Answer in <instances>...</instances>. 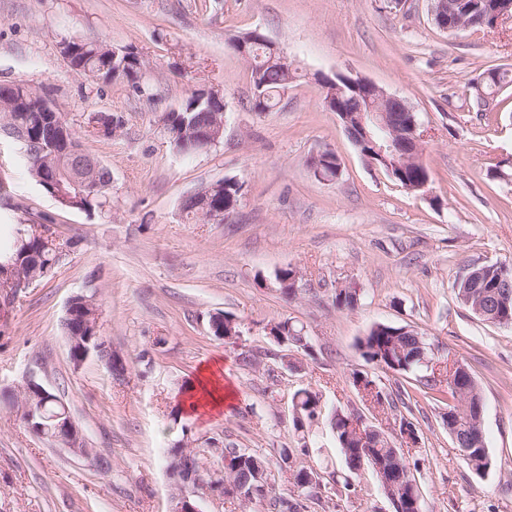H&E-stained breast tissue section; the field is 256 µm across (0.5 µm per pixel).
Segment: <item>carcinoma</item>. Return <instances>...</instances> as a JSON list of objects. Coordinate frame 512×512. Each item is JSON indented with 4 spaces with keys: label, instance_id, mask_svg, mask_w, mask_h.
Listing matches in <instances>:
<instances>
[{
    "label": "carcinoma",
    "instance_id": "1",
    "mask_svg": "<svg viewBox=\"0 0 512 512\" xmlns=\"http://www.w3.org/2000/svg\"><path fill=\"white\" fill-rule=\"evenodd\" d=\"M231 48L245 61L251 70L253 82L252 107L256 112H269L278 104L280 92L285 90L293 78L290 64L272 59V50L264 34L253 31L231 42ZM63 54L68 59L73 69L78 73L89 75L105 81L126 82L141 93L144 91L142 77L146 68V60L140 52L133 48L127 49L125 56L112 61V54L103 53L90 42H63ZM8 93L12 99L19 101V104L11 107L7 112L0 111V121L6 120L26 130L30 142L25 144L28 160L31 169L43 190L53 195L55 193H76V190L66 181L59 178L62 169L73 167L67 157L49 156L41 151L39 143L45 126L42 125L43 113L35 112L22 103L23 93L21 87L7 90L0 88V93ZM216 103L208 100H200L196 96L189 97L182 106L165 115L164 127L170 135L175 148L188 155L198 153L201 147L190 134V127L184 126L183 119L190 117L202 126H208L213 121V108ZM311 166L316 176L322 179H333L337 176L339 165L336 163V156L332 153L317 155L311 159ZM426 178L425 168L420 164H411L394 177L402 187L418 184ZM242 186L233 178L224 179V196L220 201L224 202V208L234 211L239 198ZM107 203L106 191L87 189L84 197L80 198L78 209L90 211L102 209ZM44 233H36L31 230L24 237L20 238L10 253L0 258L1 262L13 260L22 268L25 277L40 280L60 265L66 256L67 248L71 242L61 243L57 239L49 240L44 234L50 232L48 225H43ZM492 306L499 308V311H507L512 314V298L498 299L495 297L494 289L482 288L471 297L468 304L469 309L476 306ZM270 334L285 338L292 345L303 350L309 349L308 336L303 329L289 325L286 321L275 323ZM429 350L430 343L425 337L411 330L403 332V327L388 324H376L371 327L367 335L360 341L362 355L368 362L375 358L382 359L390 356L398 361L401 374H413L427 370V366L414 359V351L418 347ZM470 387L465 390L458 388V385L448 384L442 389L431 384V379H426L424 387L436 390L448 397V416H450L462 429L464 439L463 459L470 470L478 477L484 476L491 466V459L487 453L483 437V418L473 410L465 409L469 401L476 402L482 399L480 389L475 380H469ZM297 400L299 416L293 417L295 431L306 435L311 426L313 418L322 415L319 404V397L306 390L301 389L293 395ZM350 415H336V431L334 434L341 446L345 462L349 470L360 467L358 449L355 448L357 441L354 439V430L349 426ZM374 460L382 464L388 478L394 486V496L403 512H422V508L414 509L412 505L420 500V491L415 482L408 462L395 448L391 442L383 437L378 442V447L369 449ZM188 465L190 469L199 473L207 481L222 483L226 480L233 481L241 488V493L246 500L254 498L268 499V512H299L307 508V505L297 501L292 502L286 498L271 496V471L267 467L266 460L256 454L237 447L233 443H226L224 447L207 446L205 448L192 447L188 449ZM313 474L311 468H298L291 470L290 479L292 483L301 489L305 498L316 496V489L319 484L310 481Z\"/></svg>",
    "mask_w": 512,
    "mask_h": 512
}]
</instances>
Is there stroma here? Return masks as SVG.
<instances>
[{
    "instance_id": "1",
    "label": "stroma",
    "mask_w": 512,
    "mask_h": 512,
    "mask_svg": "<svg viewBox=\"0 0 512 512\" xmlns=\"http://www.w3.org/2000/svg\"><path fill=\"white\" fill-rule=\"evenodd\" d=\"M255 30L297 72L271 112L252 110L250 72L230 47ZM72 39L137 49L143 92L71 70L60 45ZM496 67L512 69V19L451 35L434 24L430 0H0V85L48 99L112 174L106 207L63 208L22 142L0 134V252L47 220L73 243L52 273L0 297V512H171L169 451L188 437L264 456L282 497L296 494L290 465L319 469L308 512H394L371 467L348 470L330 427L336 413L362 416L397 446L401 420L413 422L419 443L404 456L423 512H512V325L483 321L457 297L473 266L512 268V180L497 176L512 166V86L488 113L473 108L470 86ZM338 74L413 109L425 135L423 193L371 165L324 107L320 79ZM209 90L224 95V137L178 154L158 118ZM98 112L120 118L118 137L91 131ZM326 151L341 166L333 180L309 165ZM227 178L242 185L229 219L181 211L185 197ZM287 268L299 274L291 298L275 280ZM342 283L358 288L355 308L335 305ZM80 294L99 304L120 371L94 356L71 362L63 320ZM220 311L239 322L236 340L211 333ZM283 320L304 327L310 351L273 341L269 328ZM378 322L415 330L440 359L469 369L492 461L484 476L465 465L446 404L415 375L365 360L359 341ZM206 368L234 399L194 412L187 389ZM357 372L408 392L407 404L372 411ZM30 379L65 404L95 461L26 428L14 398ZM300 389L322 406L304 453L292 424Z\"/></svg>"
}]
</instances>
